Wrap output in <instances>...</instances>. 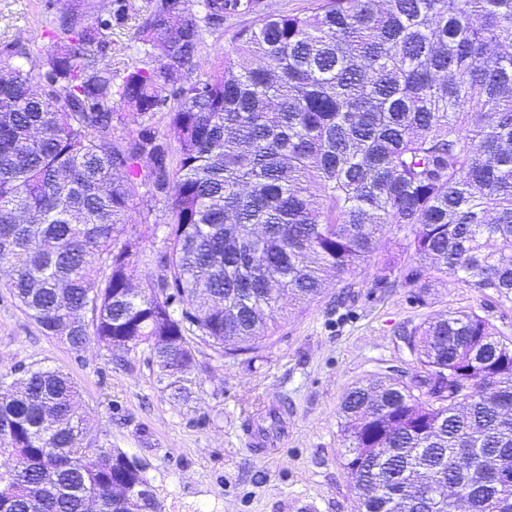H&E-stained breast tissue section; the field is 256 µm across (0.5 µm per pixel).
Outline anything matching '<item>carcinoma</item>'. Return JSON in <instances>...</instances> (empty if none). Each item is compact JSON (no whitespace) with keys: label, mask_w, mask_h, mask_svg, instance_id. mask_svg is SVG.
<instances>
[{"label":"carcinoma","mask_w":512,"mask_h":512,"mask_svg":"<svg viewBox=\"0 0 512 512\" xmlns=\"http://www.w3.org/2000/svg\"><path fill=\"white\" fill-rule=\"evenodd\" d=\"M202 7L159 0L119 81L108 20L71 14L43 53L0 50V288L45 335L142 347L185 400L196 344L257 350L280 295L315 299L392 227L418 262L406 282L450 274L512 304V0ZM241 16L233 49L186 79L203 25ZM171 184L160 273L138 287L131 204ZM399 336L418 373L357 382L339 406L357 512H455L449 481L471 512H512V470L485 464L512 459V339L473 309ZM79 396L59 369L0 374V512H153L145 472L81 443Z\"/></svg>","instance_id":"cac0c4a2"}]
</instances>
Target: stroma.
<instances>
[{
  "label": "stroma",
  "instance_id": "35a3bbf8",
  "mask_svg": "<svg viewBox=\"0 0 512 512\" xmlns=\"http://www.w3.org/2000/svg\"><path fill=\"white\" fill-rule=\"evenodd\" d=\"M126 2L128 17L113 22L112 49L104 56L116 70L139 58L136 19L158 0ZM114 8L115 0H0V48L40 35L46 21L60 15L77 11L95 25ZM243 25L227 19L207 27L193 78H205L217 56L232 50ZM171 203L165 193L132 204L130 222L141 235L129 268L134 283L158 273L154 257L162 241L145 228L168 222ZM398 238L385 232L375 259L348 274L353 297L342 298V282L333 279L310 303L286 302L275 334L257 352L230 358L198 344L197 384L187 401L162 392L147 351L111 353L94 343L73 350L44 335L3 288L0 371L32 366L67 374L90 417L88 441L144 467L158 512H355L337 411L356 382L376 380L388 367L411 370L397 338L400 326L472 308L512 338V306L454 276L424 291L381 281L376 259L395 253ZM276 400L288 404V436L254 452L246 421L265 415Z\"/></svg>",
  "mask_w": 512,
  "mask_h": 512
}]
</instances>
